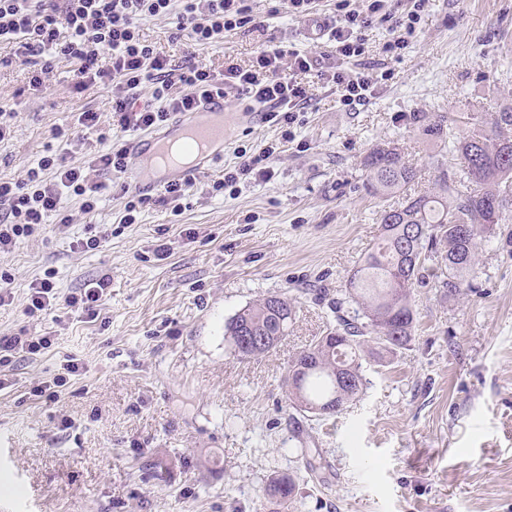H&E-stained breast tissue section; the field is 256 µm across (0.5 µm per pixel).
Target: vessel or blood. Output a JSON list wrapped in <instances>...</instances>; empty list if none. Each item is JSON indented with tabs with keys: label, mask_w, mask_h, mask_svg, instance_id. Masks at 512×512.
<instances>
[{
	"label": "vessel or blood",
	"mask_w": 512,
	"mask_h": 512,
	"mask_svg": "<svg viewBox=\"0 0 512 512\" xmlns=\"http://www.w3.org/2000/svg\"><path fill=\"white\" fill-rule=\"evenodd\" d=\"M224 101L214 98L193 112H181L154 132L126 145V186L153 191L193 178L224 158Z\"/></svg>",
	"instance_id": "vessel-or-blood-1"
}]
</instances>
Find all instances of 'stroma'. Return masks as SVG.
I'll return each mask as SVG.
<instances>
[{
  "label": "stroma",
  "mask_w": 512,
  "mask_h": 512,
  "mask_svg": "<svg viewBox=\"0 0 512 512\" xmlns=\"http://www.w3.org/2000/svg\"><path fill=\"white\" fill-rule=\"evenodd\" d=\"M275 5L256 0L264 28L226 33L197 48L196 62L245 65L267 41L322 51ZM73 67L57 60L35 92L26 70L0 64V110L14 115L0 141V178L22 179L58 147L55 131L75 128L84 111L100 120L76 129L73 162L129 141L112 130L111 87L73 93ZM392 70L375 98L352 107L314 84L290 142L261 115L238 121L241 104L229 94L224 160L195 177L181 213L160 206L122 223L132 192L122 174L99 172L105 188L94 211L66 199L72 224L0 253L15 296L0 307V336L55 337L86 366L55 403L30 387L58 372V356L23 363L0 391V512H512V223L479 239L464 294L414 288V340L365 364L367 389L347 410L319 419L288 401L289 359L335 326L331 303L378 234L384 202L363 188L364 156L399 143L423 189L452 165L412 116L485 112L512 99V0H429ZM267 143L279 147L269 182L207 193ZM87 224L108 232L91 252L74 246ZM49 268L63 295L111 273L95 322L24 315L30 284ZM271 294L295 306L287 335L268 354L238 357L226 323ZM305 448L319 451L315 468ZM150 458L167 462L165 481L141 471ZM285 474L295 480L292 498L268 497Z\"/></svg>",
  "instance_id": "stroma-1"
}]
</instances>
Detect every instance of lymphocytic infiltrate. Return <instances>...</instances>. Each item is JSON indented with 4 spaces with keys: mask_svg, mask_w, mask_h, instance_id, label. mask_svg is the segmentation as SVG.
Returning a JSON list of instances; mask_svg holds the SVG:
<instances>
[{
    "mask_svg": "<svg viewBox=\"0 0 512 512\" xmlns=\"http://www.w3.org/2000/svg\"><path fill=\"white\" fill-rule=\"evenodd\" d=\"M428 0H408L398 9L391 0H336V19L322 29L326 49L312 54L292 43L265 45L249 65L225 62L217 71L185 59L173 64L169 56L144 40L139 22L144 16L176 14L171 37L193 46L223 39L225 33L262 22L251 0H0V46L14 47L16 64L26 66L42 58L30 83L40 87L57 59L75 62L71 87L80 93L89 87L119 82L122 92L112 98V126L118 132L145 130L166 122L171 113L192 112L202 99L237 93L247 108H260L267 122L291 139V128L311 99L303 75L313 73L336 91L344 105L374 98L389 71L369 73L356 68L364 55L365 33L375 26L387 32L384 51L394 62L418 33ZM150 98L143 105L135 99L141 87ZM63 148L41 156L22 180L0 179V252L10 250L23 238L42 229L50 219L71 224L63 201L78 197L84 211L95 210L102 186L90 176L91 169L122 170L124 150L98 155L91 168L70 163L65 146L70 136L58 131ZM275 146L262 145L243 159L223 180L209 186V193L223 192L239 181L265 182L274 171ZM53 270H45L29 291L24 308L29 317H42L65 308L82 321H96L112 286L110 273L89 280L82 288L60 295ZM55 344L51 336H0V368H17L27 360L46 354Z\"/></svg>",
    "mask_w": 512,
    "mask_h": 512,
    "instance_id": "1",
    "label": "lymphocytic infiltrate"
}]
</instances>
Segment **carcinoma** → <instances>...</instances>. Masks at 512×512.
<instances>
[{
    "label": "carcinoma",
    "mask_w": 512,
    "mask_h": 512,
    "mask_svg": "<svg viewBox=\"0 0 512 512\" xmlns=\"http://www.w3.org/2000/svg\"><path fill=\"white\" fill-rule=\"evenodd\" d=\"M435 142L449 144L459 169L440 170L434 191L418 193L419 171L401 149L385 142L363 159L369 172L366 191L401 197L378 217L377 242L358 266L336 301V327L298 351L288 370L290 405L315 417L333 416L356 401L367 388L363 362L382 359L406 348L417 327L412 303L416 284L425 279V261L441 252L436 287L450 296L470 287L465 275L473 271L477 241L495 224L512 222V102L498 111L467 115L464 135L456 134L459 119L439 113L413 115ZM353 314L345 313V305ZM295 316L287 298L268 295L244 308L226 325L225 335L237 356L264 355L286 336ZM257 336L264 342H245ZM141 468L156 480L167 473L159 459ZM294 479L283 475L271 482L268 494L283 501L294 491Z\"/></svg>",
    "instance_id": "1"
}]
</instances>
